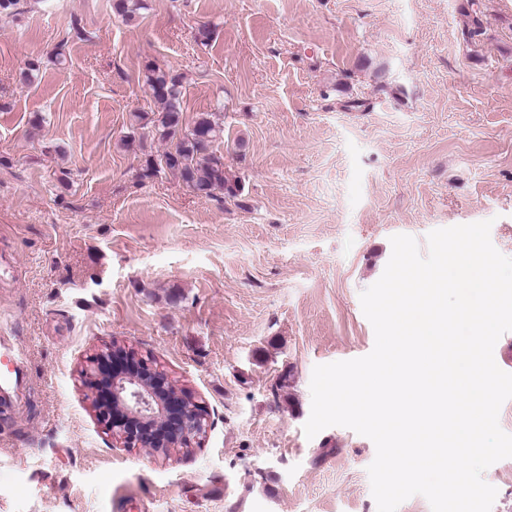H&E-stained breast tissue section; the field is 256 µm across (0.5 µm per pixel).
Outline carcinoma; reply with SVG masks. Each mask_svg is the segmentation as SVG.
Returning <instances> with one entry per match:
<instances>
[{"mask_svg": "<svg viewBox=\"0 0 512 512\" xmlns=\"http://www.w3.org/2000/svg\"><path fill=\"white\" fill-rule=\"evenodd\" d=\"M146 8L144 0H114L113 9L125 20L133 21ZM144 85L159 103L160 111L150 115L133 113L137 128L168 144L159 155H145L140 178L152 179L162 171L178 175L197 196L213 198L220 191L234 198L241 192L239 179L224 163V154L214 144L224 139V122L214 112H200L191 120L183 115L182 76L152 61L142 67Z\"/></svg>", "mask_w": 512, "mask_h": 512, "instance_id": "obj_1", "label": "carcinoma"}]
</instances>
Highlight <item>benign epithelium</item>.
<instances>
[{
    "mask_svg": "<svg viewBox=\"0 0 512 512\" xmlns=\"http://www.w3.org/2000/svg\"><path fill=\"white\" fill-rule=\"evenodd\" d=\"M89 376L101 390L95 402L100 422L128 448L169 453L192 446L207 432L206 415L168 376L121 344L98 353Z\"/></svg>",
    "mask_w": 512,
    "mask_h": 512,
    "instance_id": "1",
    "label": "benign epithelium"
}]
</instances>
